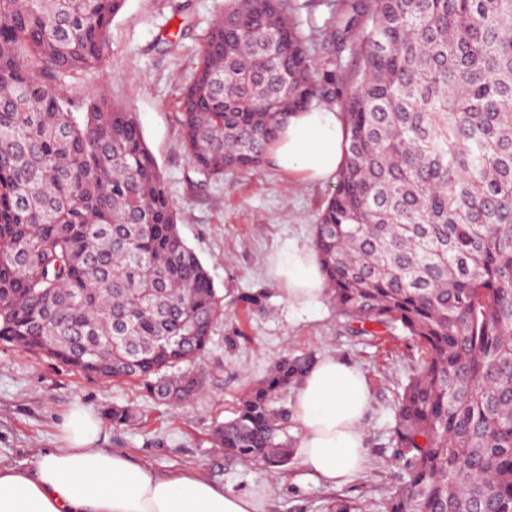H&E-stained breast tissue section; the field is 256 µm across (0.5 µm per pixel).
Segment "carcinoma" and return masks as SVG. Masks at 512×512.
Returning <instances> with one entry per match:
<instances>
[{
    "instance_id": "obj_1",
    "label": "carcinoma",
    "mask_w": 512,
    "mask_h": 512,
    "mask_svg": "<svg viewBox=\"0 0 512 512\" xmlns=\"http://www.w3.org/2000/svg\"><path fill=\"white\" fill-rule=\"evenodd\" d=\"M126 0H0V344L182 404L223 298L178 227L135 113L66 80L99 67ZM356 70L318 82L292 0H224L179 112L197 172L259 166L336 95L348 136L313 246L356 336L421 351L393 426L385 512H512V0H347ZM284 357L216 429L268 475L294 438ZM327 512H359L349 498Z\"/></svg>"
}]
</instances>
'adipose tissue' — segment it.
Wrapping results in <instances>:
<instances>
[{
	"label": "adipose tissue",
	"mask_w": 512,
	"mask_h": 512,
	"mask_svg": "<svg viewBox=\"0 0 512 512\" xmlns=\"http://www.w3.org/2000/svg\"><path fill=\"white\" fill-rule=\"evenodd\" d=\"M345 127L329 106L291 115L272 149L281 169L308 180L334 178L344 164ZM289 301L310 306L325 293L314 251L293 248L273 264ZM370 391L361 371L333 355L310 366L295 389L294 455L318 478L340 484L366 464L363 416ZM97 414L74 409L65 446L41 450L33 465H0V512H264L251 494L224 491L201 469L162 474L98 445Z\"/></svg>",
	"instance_id": "ef3b65f1"
}]
</instances>
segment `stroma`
Returning <instances> with one entry per match:
<instances>
[{"label": "stroma", "mask_w": 512, "mask_h": 512, "mask_svg": "<svg viewBox=\"0 0 512 512\" xmlns=\"http://www.w3.org/2000/svg\"><path fill=\"white\" fill-rule=\"evenodd\" d=\"M343 0H294V19L307 41L316 75L333 73L346 87L356 58L352 43L333 37ZM224 0H127L109 27L101 65L78 83V95L105 90L135 112L143 137L162 170L177 206L179 229L224 298V319L213 329L199 365L206 390L176 407L152 398L136 381L106 382L48 357L0 345V463L25 468L41 449L60 444L61 425L77 405L103 416L115 406L135 418L116 427L105 420L101 447L168 473L201 468L225 490L253 491L266 512H325L343 496L361 512H385L402 473L391 445L394 409L418 366L413 341L401 333L377 338L352 335L329 298L313 307L289 302L272 273L275 258L291 248H312L313 228L335 182L302 181L273 163L209 180L184 150L175 112L198 63L201 41ZM180 34L177 49L164 40ZM260 293L265 309L247 310L243 296ZM333 355L365 376L371 404L364 418L365 470L331 487L291 462L276 481L257 466L225 458L213 431L231 419L247 390L282 357Z\"/></svg>", "instance_id": "stroma-1"}]
</instances>
